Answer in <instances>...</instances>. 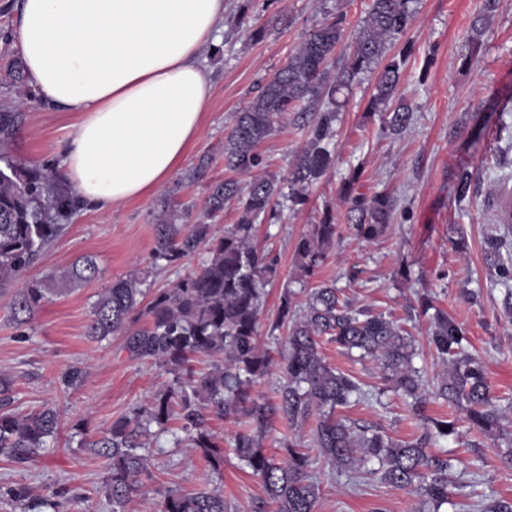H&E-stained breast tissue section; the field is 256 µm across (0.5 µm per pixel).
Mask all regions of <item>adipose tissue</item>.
Instances as JSON below:
<instances>
[{
  "instance_id": "obj_1",
  "label": "adipose tissue",
  "mask_w": 512,
  "mask_h": 512,
  "mask_svg": "<svg viewBox=\"0 0 512 512\" xmlns=\"http://www.w3.org/2000/svg\"><path fill=\"white\" fill-rule=\"evenodd\" d=\"M20 57L43 102L78 121L64 175L108 212L181 164L212 84L201 58L224 0H20Z\"/></svg>"
}]
</instances>
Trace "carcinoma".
Returning <instances> with one entry per match:
<instances>
[{"mask_svg":"<svg viewBox=\"0 0 512 512\" xmlns=\"http://www.w3.org/2000/svg\"><path fill=\"white\" fill-rule=\"evenodd\" d=\"M413 0H369L349 56L328 79L326 66L343 41L348 23L343 13H327L324 21L309 30L288 61L275 73L253 102L236 116L224 142V161L239 174L260 170L259 147L288 117L314 112L307 125L306 141L288 180V198L297 205L308 203L309 187L331 163L328 144L335 135L340 101L338 94L350 89L364 73L376 74L368 103L372 111L384 110L382 131L400 133L410 121V106L397 97L402 61H384L387 44L404 36L414 19ZM497 0H477L475 34L497 10ZM19 115L0 110V144L12 140ZM358 174L342 182L339 195L349 205L347 220L355 236L371 243L383 236L393 216L394 203L386 192L370 198L354 194ZM283 186L272 175H255L243 183L226 178L213 185L207 201L208 214L224 211L237 202L236 223L213 235V225L174 224L159 218L155 256L174 263L189 258L200 247H209L201 268L180 279L172 288L143 303L144 281L129 276L112 282L100 294L86 326L88 336L124 338L130 357L162 367L171 379L150 403L123 415L86 447L108 460L104 487L112 512H126L132 497L142 488L139 477L149 475V459L139 449L141 438L152 436L151 426L164 430L180 421L185 447L201 452L214 470L224 465V447L208 429V416L243 415L248 425L233 436L232 448L257 477L274 512H314L319 487L310 473L309 455L288 442V457L279 461L266 455L258 437L278 417L298 427L313 414L315 447L336 468L353 471L369 462L370 473L393 486L418 495L429 512H440L448 503V459L428 448L455 431L454 423L432 420L424 432L409 440H395L380 429L357 427L336 417V411L352 404L380 401L381 393L364 390L353 375L327 363L325 342L351 353L376 360L384 372L385 390L405 398L419 410L425 403L424 372L415 367L411 337L399 325L368 308H356L343 297L336 283L309 287L326 259L337 235L338 224L326 212L310 225L294 249V263L303 279L301 288H284L272 330L286 329L284 343L273 352L260 346L258 327L266 287L281 278L278 258L253 244L255 224L276 212ZM78 207L74 193L59 185L53 169L31 170L17 162L0 168V291H12L14 316L41 307L46 289L27 279L28 270L47 246L63 231L60 221ZM499 234L488 242L487 257L497 281L505 288L503 311L512 315V215L509 220L497 209ZM95 261L85 257L62 275L65 283L96 277ZM307 295L305 305L298 293ZM465 329L454 319L436 314L430 344L449 362L435 383V394L466 413L472 428L495 433V441L508 448L503 459L512 464V434L499 427V409L487 384L481 358L467 354ZM281 373L277 401L261 402L252 396L255 381L272 371ZM11 377L0 374V457L12 463L35 459L58 435L60 419L51 406L28 414L10 409ZM224 493L218 489L181 493L170 490L153 512H226Z\"/></svg>","mask_w":512,"mask_h":512,"instance_id":"carcinoma-1","label":"carcinoma"}]
</instances>
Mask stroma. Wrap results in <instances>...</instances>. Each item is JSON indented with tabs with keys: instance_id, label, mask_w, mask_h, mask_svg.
Returning a JSON list of instances; mask_svg holds the SVG:
<instances>
[{
	"instance_id": "1",
	"label": "stroma",
	"mask_w": 512,
	"mask_h": 512,
	"mask_svg": "<svg viewBox=\"0 0 512 512\" xmlns=\"http://www.w3.org/2000/svg\"><path fill=\"white\" fill-rule=\"evenodd\" d=\"M368 0H225L224 37L205 50L213 90L197 137L179 168L160 188L109 212L79 207L30 270L42 281L47 299L27 323L17 324L10 292L0 293V373L14 382L13 410L29 413L54 407L61 428L53 447L33 462L0 459V512H24L14 497L26 489L33 498L51 497L59 512H112L105 495V462L81 440H94L113 419L147 405L169 376L164 368L131 359L123 339L98 341L86 334L92 307L113 280L135 274L151 293L171 288L200 269L206 250L169 265L155 260V226L160 215L176 223L202 222L210 184L223 180L224 139L237 112L246 109L261 88L287 61L303 35L325 11L344 13L349 34H356ZM409 33L389 46L388 55L406 54L398 94L412 108L400 134L380 131L381 115L367 109L373 92L362 76L351 92L341 94L336 134L329 144L333 166L309 189L311 202L284 201L275 223L258 225L254 242L280 260L282 280L268 288L259 326L262 343H270L284 283L293 282L297 238L319 223L325 210L344 214L339 199L344 177L359 172L356 193L386 191L397 209L386 234L376 242H359L340 229L317 278L346 290L358 307L372 308L402 325L419 353L416 365L427 376L444 370L429 343L430 301L461 324L471 353L485 362L492 394L512 399V320L503 314L504 290L486 261L487 241L496 224L492 194L501 179L512 176V137L499 129L512 121V0H499L479 49L471 47L474 0H416ZM17 6L0 8V107L19 112L21 130L0 157L28 167L61 170L62 145L75 118L47 109L30 85L13 84L9 71L21 64L16 33ZM263 36H255L257 28ZM306 133L287 120L262 144L268 173L287 180ZM507 166L498 167L497 159ZM204 177H197L198 167ZM472 175L471 193L458 199L461 171ZM95 259L98 278L64 286L60 276L81 257ZM355 283H348L349 272ZM323 354L336 369L356 376L365 388L383 390L378 363L354 360L327 344ZM384 392V390H383ZM341 418L378 426L392 438L418 436L432 419L454 422L456 431L441 446L453 460L451 502L441 512H464L472 499L512 501V467L500 457L491 437L472 430L463 411L427 397L420 411L405 399L384 392L381 403H360L340 410ZM313 422L291 428L273 420L259 440L268 455L284 458L286 444L301 440L311 455V473L319 486L315 512H420L421 501L378 476L344 472L322 457L312 441ZM153 477L144 498L129 512H145L171 490L221 488L232 512H253L265 498L261 482L234 454L222 472L213 471L200 452L175 447L171 434L147 442Z\"/></svg>"
}]
</instances>
